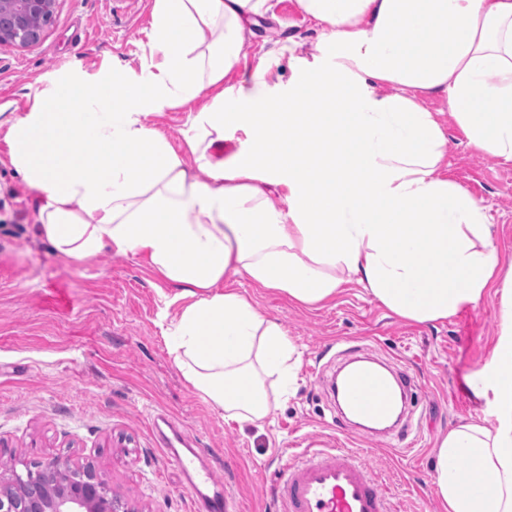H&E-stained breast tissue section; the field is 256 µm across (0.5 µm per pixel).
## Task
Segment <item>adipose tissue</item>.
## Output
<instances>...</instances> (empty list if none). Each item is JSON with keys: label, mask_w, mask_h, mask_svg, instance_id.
<instances>
[{"label": "adipose tissue", "mask_w": 512, "mask_h": 512, "mask_svg": "<svg viewBox=\"0 0 512 512\" xmlns=\"http://www.w3.org/2000/svg\"><path fill=\"white\" fill-rule=\"evenodd\" d=\"M298 4L336 51L290 57L287 89L264 62L224 82L269 0H155L140 70L113 66L79 105L77 82L58 84L4 135L41 237L77 264L145 258L175 289V367L239 423L267 417L265 378L290 386L301 353L229 277L303 306L349 280L436 322L478 305L500 265L481 201L438 174L447 138L421 98L443 97L472 147L512 162V0ZM191 105L183 150L145 122ZM232 129L245 140L228 153ZM501 301L493 356L468 380L488 421L437 444L445 512H512V270Z\"/></svg>", "instance_id": "1"}]
</instances>
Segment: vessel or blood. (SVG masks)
<instances>
[{
  "instance_id": "obj_1",
  "label": "vessel or blood",
  "mask_w": 512,
  "mask_h": 512,
  "mask_svg": "<svg viewBox=\"0 0 512 512\" xmlns=\"http://www.w3.org/2000/svg\"><path fill=\"white\" fill-rule=\"evenodd\" d=\"M412 384V378L401 370L386 374L359 366L344 377L341 395L352 415L383 423L393 416ZM201 456L197 448L186 454H168L185 475L196 512H234L230 493H207L216 478L212 469H196L195 461ZM274 499L277 512H391L379 480L361 455L343 448L309 450L289 461L275 482Z\"/></svg>"
}]
</instances>
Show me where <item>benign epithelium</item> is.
I'll return each instance as SVG.
<instances>
[{
	"label": "benign epithelium",
	"mask_w": 512,
	"mask_h": 512,
	"mask_svg": "<svg viewBox=\"0 0 512 512\" xmlns=\"http://www.w3.org/2000/svg\"><path fill=\"white\" fill-rule=\"evenodd\" d=\"M56 0H0V44L28 47L51 24ZM0 512H120L112 490L89 467L52 458L36 470L0 475Z\"/></svg>",
	"instance_id": "7a95c632"
}]
</instances>
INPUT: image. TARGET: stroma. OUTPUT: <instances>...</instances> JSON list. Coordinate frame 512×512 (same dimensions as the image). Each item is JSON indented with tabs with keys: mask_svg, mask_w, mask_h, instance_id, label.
Segmentation results:
<instances>
[{
	"mask_svg": "<svg viewBox=\"0 0 512 512\" xmlns=\"http://www.w3.org/2000/svg\"><path fill=\"white\" fill-rule=\"evenodd\" d=\"M155 0H58L36 44L0 45V125L10 126L45 101L48 90L83 76L93 83L120 63L139 67ZM253 24L243 68L278 57L330 54L329 31L296 0H270ZM448 139L440 170L487 209L503 262L512 263V163L469 145L447 102L422 98ZM302 352L290 396L266 380L263 427L225 422L184 381L168 354L166 299L174 290L137 257L103 252L73 264L40 237L28 191L0 140V460L29 467L60 457L92 466L130 512H193L179 470L153 426L172 418L205 449L238 512H275L273 485L282 466L306 449L352 448L390 494L393 512H443L431 484L436 441L482 403L468 377L490 359L501 322V294L488 288L477 306L439 322L399 318L354 283L308 309L286 295L231 279ZM387 360L417 381L408 394L415 445L367 438L337 419L321 382L345 346Z\"/></svg>",
	"mask_w": 512,
	"mask_h": 512,
	"instance_id": "35a3bbf8",
	"label": "stroma"
}]
</instances>
